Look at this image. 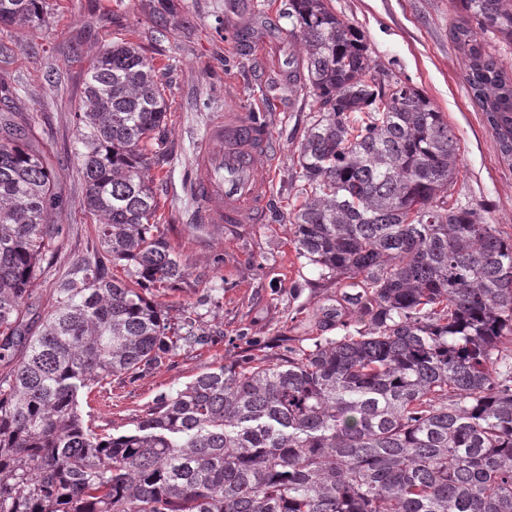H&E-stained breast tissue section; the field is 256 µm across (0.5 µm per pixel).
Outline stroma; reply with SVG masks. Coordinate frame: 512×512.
Masks as SVG:
<instances>
[{"label": "stroma", "mask_w": 512, "mask_h": 512, "mask_svg": "<svg viewBox=\"0 0 512 512\" xmlns=\"http://www.w3.org/2000/svg\"><path fill=\"white\" fill-rule=\"evenodd\" d=\"M286 0H46L45 21L23 32L0 25V85L40 132L69 206L62 244L45 264L34 303L48 308L55 288L80 261L101 256L96 219L84 208L81 145L72 112L98 51L117 39L141 46L158 72L168 107L166 160L151 173L159 202L156 231L187 268L173 288L154 289L177 335L202 344L179 348L161 366L130 380L113 378L85 394L81 414L97 433L132 430L155 398L202 373L256 353L277 363L316 336L344 335L354 314V280L326 281L299 257L289 217L299 206V146L314 101L288 91V61L298 45L283 18ZM359 29L377 70L415 87L443 112L459 139L451 187L460 205L481 210L512 238V156L474 104L465 60L450 31L459 0H329ZM265 112L277 146L266 220L222 230L201 224L188 195L187 167L207 122L228 107Z\"/></svg>", "instance_id": "1"}]
</instances>
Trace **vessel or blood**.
<instances>
[{
	"label": "vessel or blood",
	"mask_w": 512,
	"mask_h": 512,
	"mask_svg": "<svg viewBox=\"0 0 512 512\" xmlns=\"http://www.w3.org/2000/svg\"><path fill=\"white\" fill-rule=\"evenodd\" d=\"M276 146L259 113L225 109L198 140L188 191L200 205L203 223L216 227L260 224L272 185L266 176Z\"/></svg>",
	"instance_id": "b4317fda"
}]
</instances>
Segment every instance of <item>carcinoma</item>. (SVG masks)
Here are the masks:
<instances>
[{
	"instance_id": "cac0c4a2",
	"label": "carcinoma",
	"mask_w": 512,
	"mask_h": 512,
	"mask_svg": "<svg viewBox=\"0 0 512 512\" xmlns=\"http://www.w3.org/2000/svg\"><path fill=\"white\" fill-rule=\"evenodd\" d=\"M466 83L512 156V78L475 20L512 40L508 0H460ZM45 0H0L41 24ZM288 91L316 109L299 147L298 255L360 279L359 317L271 364L252 355L157 397L132 431L85 426L83 393L181 346L151 288L186 270L153 234L146 144L167 103L132 41L104 46L73 112L84 209L104 259L30 302L68 201L39 132L0 100V512H512V241L448 200L459 141L432 102L377 75L328 0H288ZM122 266L119 278L109 266Z\"/></svg>"
}]
</instances>
